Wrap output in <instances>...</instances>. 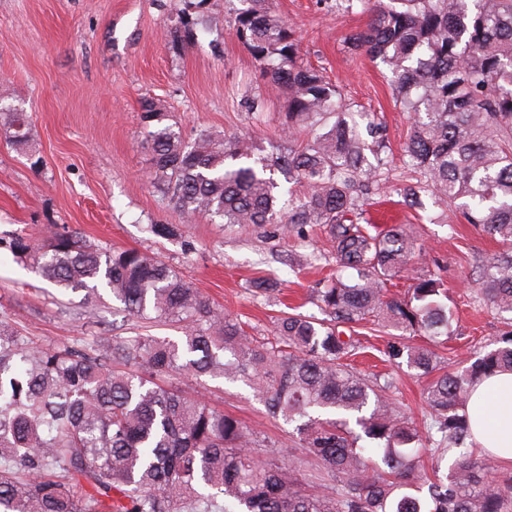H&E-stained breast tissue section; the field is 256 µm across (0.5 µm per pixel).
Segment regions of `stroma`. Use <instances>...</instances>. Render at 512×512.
Instances as JSON below:
<instances>
[{"label": "stroma", "instance_id": "35a3bbf8", "mask_svg": "<svg viewBox=\"0 0 512 512\" xmlns=\"http://www.w3.org/2000/svg\"><path fill=\"white\" fill-rule=\"evenodd\" d=\"M294 27L305 63L335 84L343 103L379 113L388 163L377 192L362 206L365 226L413 225L421 257L391 286L403 296L416 278L440 275L448 288L456 337L431 344L447 371L494 349L511 317L480 307L474 281L483 260L502 246L465 223L458 211L422 195L411 207L396 189L409 175L404 146L413 123L398 106L383 64L349 51L346 37L368 14L336 0H269ZM172 0H0V105L30 117V140L18 147L0 131V320L38 344L53 347L131 336L181 339L179 324L144 323L124 315L108 291L86 296L61 290L6 248L15 236L40 241L50 226L81 232L104 247L137 249L162 258L216 307L243 322L259 341L270 339L283 307L320 315L313 288L336 267L327 228L308 225L305 237L288 223L244 229L205 217L186 222L155 192L152 153L141 120L142 98H154L185 141L204 130L245 135L262 147L280 144L284 96L266 91L261 67L234 34L239 0H207L193 42L172 49ZM263 96V110L248 104ZM153 224H173L178 236H154ZM276 274L280 298L250 291L253 279ZM357 340V371L387 373L401 412L425 426L424 382L407 365L385 362L388 328L373 321L346 326ZM185 395H201L253 429L263 449L291 455L293 425L271 417L243 381L177 374Z\"/></svg>", "mask_w": 512, "mask_h": 512}]
</instances>
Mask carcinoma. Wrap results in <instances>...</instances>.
<instances>
[{"mask_svg":"<svg viewBox=\"0 0 512 512\" xmlns=\"http://www.w3.org/2000/svg\"><path fill=\"white\" fill-rule=\"evenodd\" d=\"M205 2L174 0L170 42L194 39L190 10ZM239 2L235 36L265 85L286 98L288 147L264 155L249 138L212 132L186 142L146 99L151 184L188 218L327 226L336 275L313 289L325 318L284 312L276 344H259L155 255L68 230L37 244L13 240L16 256L56 286L103 287L128 315L152 312L182 324L184 336L45 349L0 323V512H512V478L496 476L490 459L462 454L439 474L470 437L472 385L512 370V330L470 366L441 374L432 350L387 345L388 360L432 377L423 431L398 410L391 378L350 369L357 342L339 325L377 321L449 338L448 289L432 275L403 298L387 295L417 247L404 225L372 233L358 224L384 165L382 122L341 104L336 87L300 62L294 32L269 0ZM340 2L369 13L347 48L385 65L397 102L416 115L406 143L416 177L398 193L414 206L429 192L507 247L484 260L476 294L512 313V0ZM0 116L9 142L26 145L29 116L1 108ZM295 129L311 131L310 140L295 144ZM277 173L307 187L286 208ZM251 288L267 299L278 292L264 276ZM182 372L249 381L269 414L295 424L294 466L275 451L258 455L257 434L237 418L158 383Z\"/></svg>","mask_w":512,"mask_h":512,"instance_id":"cac0c4a2","label":"carcinoma"}]
</instances>
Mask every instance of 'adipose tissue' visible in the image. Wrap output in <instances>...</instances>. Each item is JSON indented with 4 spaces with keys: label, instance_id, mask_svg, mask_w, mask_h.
<instances>
[{
    "label": "adipose tissue",
    "instance_id": "adipose-tissue-1",
    "mask_svg": "<svg viewBox=\"0 0 512 512\" xmlns=\"http://www.w3.org/2000/svg\"><path fill=\"white\" fill-rule=\"evenodd\" d=\"M468 411L475 448L512 463V371H504L475 385Z\"/></svg>",
    "mask_w": 512,
    "mask_h": 512
}]
</instances>
